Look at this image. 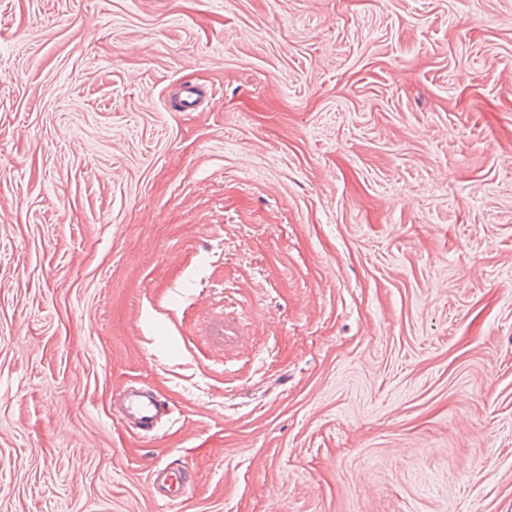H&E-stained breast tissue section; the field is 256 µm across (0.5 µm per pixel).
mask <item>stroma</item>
<instances>
[{
    "mask_svg": "<svg viewBox=\"0 0 512 512\" xmlns=\"http://www.w3.org/2000/svg\"><path fill=\"white\" fill-rule=\"evenodd\" d=\"M157 461L512 512V0H0V512H160ZM121 421H132L142 428V431L151 432L156 429L163 415H172L174 406L158 397L154 390H143L132 385L122 389Z\"/></svg>",
    "mask_w": 512,
    "mask_h": 512,
    "instance_id": "1",
    "label": "stroma"
}]
</instances>
